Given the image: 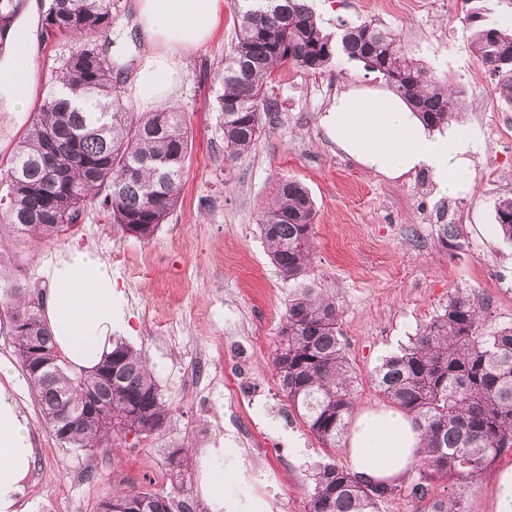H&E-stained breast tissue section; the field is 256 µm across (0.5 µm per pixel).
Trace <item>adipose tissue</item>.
<instances>
[{"mask_svg": "<svg viewBox=\"0 0 512 512\" xmlns=\"http://www.w3.org/2000/svg\"><path fill=\"white\" fill-rule=\"evenodd\" d=\"M150 46L134 91L153 109L170 106L182 71L179 56L209 40L224 18V0H136ZM28 32L17 28L12 55L0 61V100L27 112L37 75ZM320 123L337 148L390 179L424 173L437 190L463 195L473 184L475 139L460 123L426 126L408 102L385 86L341 93ZM47 291L42 316L67 367L94 371L128 327L122 289L95 251L70 250L42 266ZM12 368L0 362V512H20V497L35 458L31 430L14 395ZM423 437L412 419L388 406L362 410L348 434L349 472L367 484L398 483L421 459ZM199 486L211 512L224 508V465L219 452L201 457Z\"/></svg>", "mask_w": 512, "mask_h": 512, "instance_id": "ef3b65f1", "label": "adipose tissue"}]
</instances>
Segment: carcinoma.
<instances>
[{"mask_svg":"<svg viewBox=\"0 0 512 512\" xmlns=\"http://www.w3.org/2000/svg\"><path fill=\"white\" fill-rule=\"evenodd\" d=\"M236 14L235 40L217 79V109L224 119V144L233 157L251 149L273 111L269 90L276 69L297 65L311 73L340 55L379 74L419 114L426 125L442 127L459 111L448 85L406 56L401 40L367 21L324 32L308 0H243ZM463 20L477 26V54L497 76L496 93L512 104V28L485 26L477 11ZM45 28L72 43L60 59L53 85L76 97L98 101L99 111L81 112L51 92L7 166L0 168V227L36 241H50L84 221L99 204L115 224L136 226V236L152 237L178 204L188 154L187 120L175 106L131 112L123 100L128 67L118 63L112 30V0H45ZM27 0H0V50L9 42ZM316 209L307 188L280 181L258 224L272 261L284 279L297 285L288 301L273 364L289 406L310 432L338 447L354 403L349 358L338 328L339 308L320 290L304 284L314 254ZM497 232L512 240V197L495 207ZM0 309L11 327L18 359L30 340L52 363L29 374L46 425L53 434L80 407L95 374L63 366L42 319L40 303L19 287L0 293ZM485 307L468 295L448 298L410 343L385 358L372 374L378 392L411 416L424 439L427 473L411 486L424 499L427 479L445 474L461 482L481 474L512 452V327L489 336L481 332ZM112 358V420L88 413L69 427L62 443L91 450L126 441L127 430L143 438L162 431L169 410L144 357L115 343ZM309 512H378V502L405 491L398 484L367 485L336 464L314 466ZM164 500L135 488L101 500L99 510L128 512L131 501L146 509ZM428 512H471L461 495L428 501Z\"/></svg>","mask_w":512,"mask_h":512,"instance_id":"1","label":"carcinoma"}]
</instances>
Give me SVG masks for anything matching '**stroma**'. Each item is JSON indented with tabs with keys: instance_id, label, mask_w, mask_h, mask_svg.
I'll return each mask as SVG.
<instances>
[{
	"instance_id": "obj_1",
	"label": "stroma",
	"mask_w": 512,
	"mask_h": 512,
	"mask_svg": "<svg viewBox=\"0 0 512 512\" xmlns=\"http://www.w3.org/2000/svg\"><path fill=\"white\" fill-rule=\"evenodd\" d=\"M135 0H116L111 35L130 71L149 46ZM237 0H224L214 36L181 58L175 101L187 117L189 151L179 203L154 236L141 240L98 207L58 240L36 244L13 237L0 244V286L43 290L39 266L49 256L89 247L111 264L125 295V341L148 359L170 419L159 435L115 450L59 443L45 425L30 380L15 382L38 457L25 483L28 512H99L120 482L167 495L191 512H210L197 486L200 454L224 451V512H308L313 465H345L326 448L288 401L272 358L293 285L284 281L258 222L277 182L301 181L316 208L310 281L334 298L339 331L356 378V410L383 404L371 382L376 366L407 345L449 295L485 303L482 330L512 326V242L496 232L495 206L512 197V104L475 52L474 29L458 0H310L326 32L368 21L399 35L411 58L455 87L461 122L474 135V185L467 196L439 193L425 174L388 180L336 148L320 118L353 86L380 84L359 62L336 58L313 74L292 64L278 69L265 131L247 153L227 158L215 76L235 37ZM32 33L37 82L32 110L16 116L0 105V164L6 163L54 79L67 40L44 36L40 0L18 20ZM455 237H445V225ZM264 336L253 341L255 326ZM221 353L209 354L214 340ZM238 383L252 420L271 437L276 461L262 469L241 463L239 421L224 404L226 382ZM182 466L173 469L170 458ZM512 454L460 487L475 512H495L494 480Z\"/></svg>"
}]
</instances>
